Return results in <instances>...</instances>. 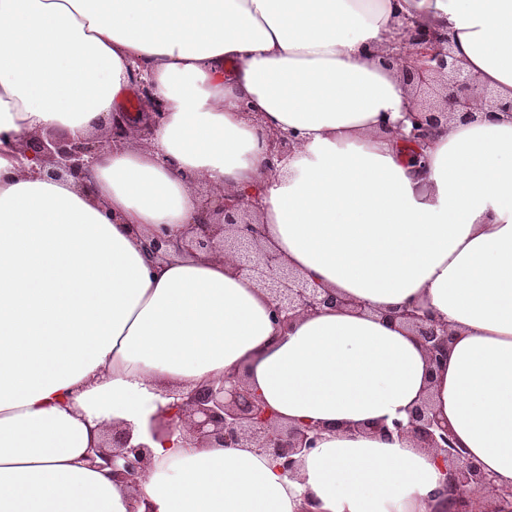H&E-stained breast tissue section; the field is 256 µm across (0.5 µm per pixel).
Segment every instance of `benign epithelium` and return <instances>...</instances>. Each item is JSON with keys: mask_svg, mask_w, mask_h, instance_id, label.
Segmentation results:
<instances>
[{"mask_svg": "<svg viewBox=\"0 0 512 512\" xmlns=\"http://www.w3.org/2000/svg\"><path fill=\"white\" fill-rule=\"evenodd\" d=\"M401 29L407 34L408 47L402 80L413 96V106L405 113V120L397 122L404 141L419 146L426 132L448 123L452 117L462 122L477 119L473 111L477 100L512 115L511 101H499L493 91L458 65L451 48L447 47V37L426 31L405 17L401 18ZM137 98L152 115L150 123L139 129L140 139L146 140L163 118L164 105L154 97L152 85L146 80L138 81ZM408 123L411 127L405 133L403 129ZM128 140L126 125L113 121L101 140L50 131L28 137L20 151L25 158L40 163L37 174L81 182L101 151L122 146ZM296 145L297 138L292 132L271 134L267 143L268 172L277 174L279 164L294 153ZM198 197L200 218L190 225L185 236L174 238L162 228L148 237L145 247L153 256L224 254L232 258L237 273L251 278L268 292L271 319L279 327L303 315L348 305L335 291L319 287L290 267L267 244L260 221L263 210L260 197L210 188L198 193ZM383 316L389 323L410 330L425 354L431 373L439 372L447 364L452 332L446 321L419 305L387 311ZM170 396L175 398L171 412L157 418L153 436L182 427L189 438L200 444L253 448L268 456L284 474L295 473L302 456L321 439L322 429L316 425L278 422L265 402L250 392L242 375L234 371L225 373L221 381L186 393L175 390ZM366 431L387 439L411 438L418 447L433 450L438 464L450 468V479L442 487V492L452 500L448 512H476L473 498L485 493L500 502L512 501V486L497 485L492 475L457 446L429 397L411 407L407 419L384 418ZM105 447L107 450L97 448L95 452L112 467L114 475L138 487L150 465L149 446L132 443L131 432L114 425Z\"/></svg>", "mask_w": 512, "mask_h": 512, "instance_id": "obj_1", "label": "benign epithelium"}]
</instances>
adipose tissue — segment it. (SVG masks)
<instances>
[{"label":"adipose tissue","mask_w":512,"mask_h":512,"mask_svg":"<svg viewBox=\"0 0 512 512\" xmlns=\"http://www.w3.org/2000/svg\"><path fill=\"white\" fill-rule=\"evenodd\" d=\"M404 17L512 99V0H0V512H445L433 451L366 431L427 391L512 485V116L450 121L413 161L381 125L412 104L381 60ZM137 69L165 104L151 140L102 153L84 190L24 172L32 134L147 124L121 105ZM273 130L300 138L274 177ZM198 180L260 193L270 245L347 307L279 328L231 258L149 259L147 235L193 223ZM410 301L450 325L437 375L383 317ZM232 369L277 420L322 427L295 476L152 437L168 389ZM115 424L150 446L139 488L92 456Z\"/></svg>","instance_id":"obj_1"}]
</instances>
